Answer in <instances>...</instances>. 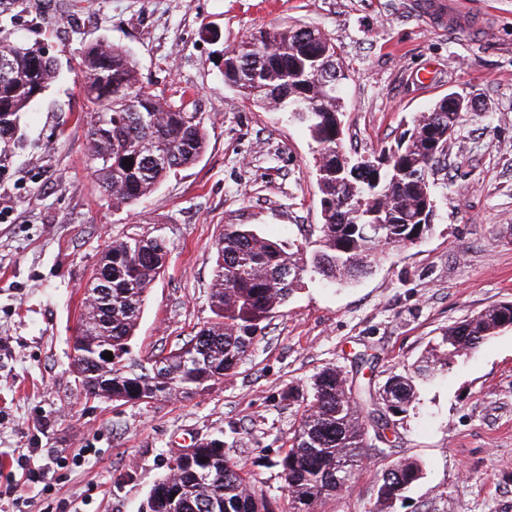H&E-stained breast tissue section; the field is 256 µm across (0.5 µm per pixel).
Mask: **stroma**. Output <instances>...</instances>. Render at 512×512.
<instances>
[{"instance_id":"35a3bbf8","label":"stroma","mask_w":512,"mask_h":512,"mask_svg":"<svg viewBox=\"0 0 512 512\" xmlns=\"http://www.w3.org/2000/svg\"><path fill=\"white\" fill-rule=\"evenodd\" d=\"M466 2L457 29L439 30L409 0H0V31L43 47L58 71L0 164V512H142L169 459L203 438L225 439V456L286 505L273 462L315 373L333 365L356 394L378 391L448 327L512 302V0ZM284 25L317 27L337 48L346 150L379 152L448 93L473 99L433 175V233L387 249L352 283L304 277L236 372L205 393L149 404L85 395L71 338L107 242L149 235L169 248L131 341L144 359L211 319L225 225L315 239L306 129L224 83L226 50ZM101 41L127 49L145 84L187 101L206 132L199 159L131 208L85 165L78 62ZM387 436L384 454L316 512H377L383 470L404 460L423 477L386 512H512V328L417 380ZM31 464L41 475L28 480Z\"/></svg>"}]
</instances>
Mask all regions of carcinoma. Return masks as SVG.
<instances>
[{"mask_svg":"<svg viewBox=\"0 0 512 512\" xmlns=\"http://www.w3.org/2000/svg\"><path fill=\"white\" fill-rule=\"evenodd\" d=\"M40 49L0 39V154L18 140L23 114L35 92H46L56 78L51 59L34 62ZM336 46L316 27L261 30L228 50L224 83L237 98L301 123L314 143L315 176L322 224L315 248L285 245L262 236L249 224H226L215 242L216 262L210 293L212 319L178 348L161 356V366L132 357L146 293L163 272L168 255L164 239L133 236L108 243L86 293L95 306L82 313L72 342V367L85 394L112 391L145 403L171 392L197 394L235 372L307 272L322 279L351 281L368 273L384 248L420 242L432 225L415 220L416 205L432 196L422 135L441 144L463 118L444 96L421 113L419 137H401L388 151L393 163L379 171L357 170L336 154L342 123V83L336 71ZM82 87L89 103L86 163L100 186L124 207L150 195L171 173L193 164L206 147L197 113L167 102L144 85L130 53L95 43L81 60ZM130 159L133 166L123 161ZM512 326V305L493 306L465 319L441 337L442 354L420 361L411 374H395L391 399L384 395L354 401L346 377L335 366L314 375L305 412L288 448L274 462L287 491V512H314V506L344 485L369 456L365 414L380 403L384 410L408 413L415 380L435 375L477 350L496 331ZM112 352L113 359L103 354ZM173 485L159 480L146 512H279L277 501L258 491L224 454L205 447L184 465ZM413 461L398 462L382 473L378 499L388 503L421 479Z\"/></svg>","mask_w":512,"mask_h":512,"instance_id":"obj_1","label":"carcinoma"}]
</instances>
